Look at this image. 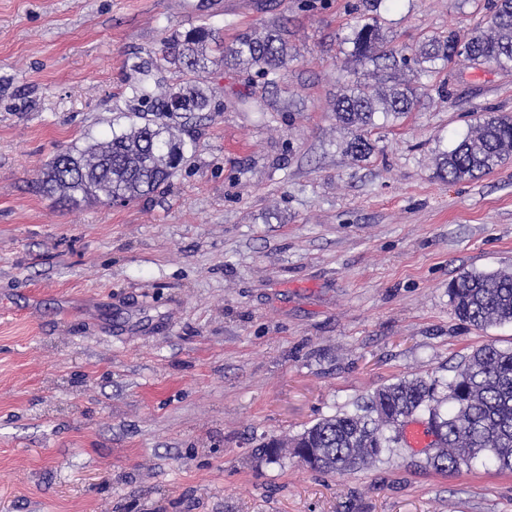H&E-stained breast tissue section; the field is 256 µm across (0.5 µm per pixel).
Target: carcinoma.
Segmentation results:
<instances>
[{
  "instance_id": "1",
  "label": "carcinoma",
  "mask_w": 512,
  "mask_h": 512,
  "mask_svg": "<svg viewBox=\"0 0 512 512\" xmlns=\"http://www.w3.org/2000/svg\"><path fill=\"white\" fill-rule=\"evenodd\" d=\"M382 0H361L367 15L341 38L351 46L347 57L384 69L413 65L419 75L437 73L465 57L474 65L512 66V0H491L488 30L468 37L455 32L432 35L420 46L388 48L378 21ZM286 30L276 25L257 38L244 32L225 46L211 29L199 25L165 37L159 60L142 69L164 68L196 73L208 62L241 67L274 85L294 57L288 53ZM160 97L143 107L145 97L133 90V105L125 117L130 131L113 133L104 142L56 155L43 172L42 186L76 202L135 201L167 184L184 157V141L172 132L183 112L210 111V98L194 81H158ZM420 102L419 89L410 85L379 86L360 80L343 85L332 103L336 120L352 137L347 152L364 159L374 149L371 132L377 120H397ZM512 158V115L487 108L452 149L439 155L441 179L465 181ZM459 320L481 328L512 323V274L471 271L448 288ZM401 380L377 389L369 402L352 414L320 419L294 441L295 455L307 468L336 473L376 462L400 437L406 420L426 416L435 436L430 464L441 472L454 471L481 458L496 470L512 472V348L486 345L475 350L444 383ZM269 463L282 457V444L269 440L256 449Z\"/></svg>"
}]
</instances>
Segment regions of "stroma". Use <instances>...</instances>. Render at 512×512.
I'll return each instance as SVG.
<instances>
[{
	"mask_svg": "<svg viewBox=\"0 0 512 512\" xmlns=\"http://www.w3.org/2000/svg\"><path fill=\"white\" fill-rule=\"evenodd\" d=\"M356 0H0V512H512V473L440 472L398 443L344 473L289 440L376 389L447 380L512 324L459 321L448 285L512 272V162L436 175L512 69L457 65L374 152L346 151L331 103L359 64ZM486 0H383L387 44L487 25ZM205 24L224 42L286 26L278 85L196 76L209 112L167 186L125 205L40 188L57 153L127 130L138 66ZM446 95H438L437 86Z\"/></svg>",
	"mask_w": 512,
	"mask_h": 512,
	"instance_id": "1",
	"label": "stroma"
}]
</instances>
